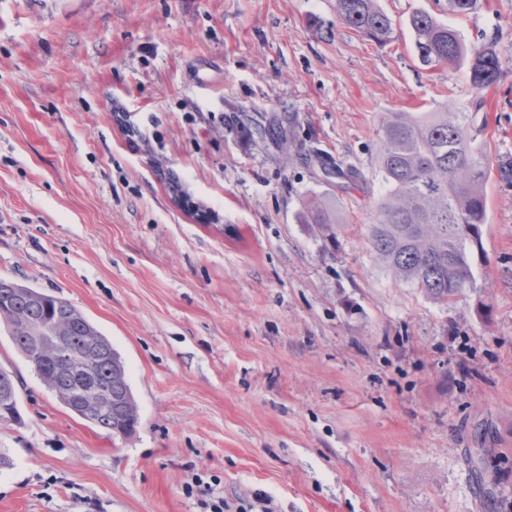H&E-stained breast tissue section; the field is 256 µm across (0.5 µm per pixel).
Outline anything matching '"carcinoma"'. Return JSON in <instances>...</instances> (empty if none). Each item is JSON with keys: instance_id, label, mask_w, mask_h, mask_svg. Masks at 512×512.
I'll return each instance as SVG.
<instances>
[{"instance_id": "cac0c4a2", "label": "carcinoma", "mask_w": 512, "mask_h": 512, "mask_svg": "<svg viewBox=\"0 0 512 512\" xmlns=\"http://www.w3.org/2000/svg\"><path fill=\"white\" fill-rule=\"evenodd\" d=\"M341 21L379 45L394 39L391 18L377 0H336ZM419 62L466 65L477 89L495 84L504 61L489 42L470 50L458 32L426 12L409 18ZM378 166L385 192L371 224V244L379 260L399 282L421 288L448 301L473 287V257L481 247L486 223L484 185L489 168L475 148L465 112H389L381 121ZM322 171L357 180L359 173L318 159ZM309 217L323 234H336L325 202H309ZM0 323L12 343L61 404L78 418L112 435L132 434L138 405L128 382L124 361L112 342L72 303L17 281L0 278ZM35 336H64L74 352L94 351L99 359L97 378L85 383L64 363L49 355L33 360ZM11 421L18 422L14 372L0 366V389ZM110 391L115 400L99 403L98 394Z\"/></svg>"}]
</instances>
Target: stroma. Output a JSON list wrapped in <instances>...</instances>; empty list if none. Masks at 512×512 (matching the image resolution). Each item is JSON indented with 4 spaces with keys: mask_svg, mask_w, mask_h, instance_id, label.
<instances>
[{
    "mask_svg": "<svg viewBox=\"0 0 512 512\" xmlns=\"http://www.w3.org/2000/svg\"><path fill=\"white\" fill-rule=\"evenodd\" d=\"M378 4L383 47L336 0H0V278L95 322L139 407L128 437L79 419L1 324L22 420L0 512H203L198 477L274 512H512V0ZM418 11L496 42L500 80L422 66ZM446 110L490 168L475 285L447 305L370 241L381 118ZM309 217L321 233L335 237L336 225L329 218L328 207L325 202L319 200L310 201Z\"/></svg>",
    "mask_w": 512,
    "mask_h": 512,
    "instance_id": "stroma-1",
    "label": "stroma"
}]
</instances>
